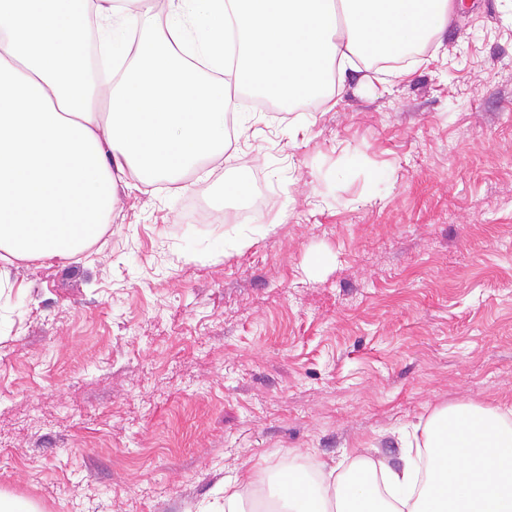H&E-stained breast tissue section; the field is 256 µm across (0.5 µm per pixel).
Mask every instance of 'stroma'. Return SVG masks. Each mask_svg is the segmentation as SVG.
<instances>
[{"instance_id":"1","label":"stroma","mask_w":512,"mask_h":512,"mask_svg":"<svg viewBox=\"0 0 512 512\" xmlns=\"http://www.w3.org/2000/svg\"><path fill=\"white\" fill-rule=\"evenodd\" d=\"M407 65L347 71L331 108L233 91L236 161L120 188L84 258L8 266L0 493L224 512L242 467L398 464L433 409L512 404V0H455ZM239 178L273 205L238 220Z\"/></svg>"}]
</instances>
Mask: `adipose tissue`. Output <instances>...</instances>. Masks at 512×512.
Listing matches in <instances>:
<instances>
[{
  "label": "adipose tissue",
  "mask_w": 512,
  "mask_h": 512,
  "mask_svg": "<svg viewBox=\"0 0 512 512\" xmlns=\"http://www.w3.org/2000/svg\"><path fill=\"white\" fill-rule=\"evenodd\" d=\"M0 0V259H73L136 181L185 182L227 150L239 87L333 104L338 73L399 57L448 22L452 0ZM94 18L119 55L148 30L138 62L93 98L77 49ZM426 474L354 455L269 481L274 512H512V407L440 408L411 427Z\"/></svg>",
  "instance_id": "adipose-tissue-1"
}]
</instances>
